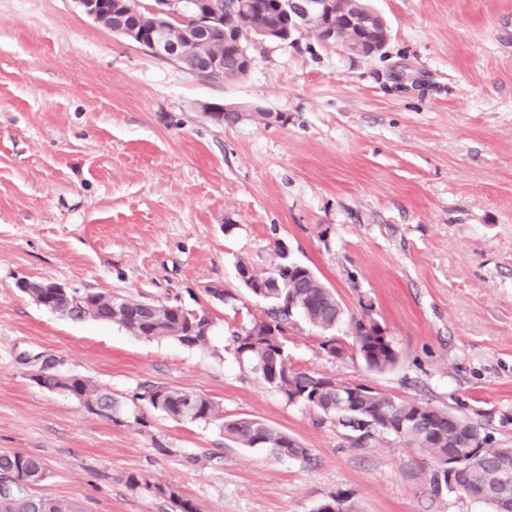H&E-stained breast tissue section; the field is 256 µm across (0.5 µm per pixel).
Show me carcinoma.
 I'll list each match as a JSON object with an SVG mask.
<instances>
[{"instance_id":"1","label":"carcinoma","mask_w":512,"mask_h":512,"mask_svg":"<svg viewBox=\"0 0 512 512\" xmlns=\"http://www.w3.org/2000/svg\"><path fill=\"white\" fill-rule=\"evenodd\" d=\"M218 7L224 14V26L210 32L207 48L221 54L224 69L212 75L214 79L239 80L249 72L243 49L251 39L258 38L261 28L283 23L284 7L290 5L296 12L304 11L307 0H251L252 15L246 17L239 11L242 0H181L186 10L195 6L205 7L206 2ZM332 14L323 16V24L335 32L333 42L343 48L359 43L362 55L378 51L387 39L388 28L379 21L370 32L352 23L354 12L365 6L363 0H335ZM239 280L251 296L267 306L266 316L242 324L232 332L230 340L239 357L252 365L262 380L283 397L288 392L300 396V403L317 413L336 420L351 433L353 444L362 446L382 434L396 435L398 424L417 415L419 420L401 437L422 449L433 461L431 482L434 490L441 488L438 466L448 457V411L430 406L415 399H398V406L386 407L379 400L380 392L366 388L367 398L356 400L357 406L346 411L336 402L333 378L311 371L294 368L285 350L288 324L297 315L323 333H332L344 319V309L336 297L313 271L298 262L277 255V261L262 274L240 261L236 266ZM255 280L261 288L249 287ZM71 300L60 302L71 309L72 319L82 320L89 315L95 321L112 322L126 331L146 339H172L187 347H200L209 336L198 330L202 322H211L204 308L188 309L180 305L168 309L155 303L129 295L116 294L125 303V310L116 313L108 305L109 294L98 291L74 289ZM354 342L368 368L383 370L396 362L397 355L388 337L374 336L361 319L354 321ZM37 384L58 388L90 410L102 414L118 408L112 394L79 376L39 374ZM150 406L175 421L197 424H216L224 439L241 448H268L277 456L310 458V449L291 447L294 437L277 430L266 422L245 416L226 417L224 407L214 399L169 387H156L147 391ZM473 439L479 462L470 466L464 475L468 487L489 497L495 505L503 499L512 500V479L500 471L502 449L496 448L481 436L477 426L467 425ZM46 478L42 461L33 455L0 451V512H80L71 502L39 494L35 487ZM127 488L137 493L164 496L178 508V512H201L179 490L170 485L152 483L140 473L124 476Z\"/></svg>"}]
</instances>
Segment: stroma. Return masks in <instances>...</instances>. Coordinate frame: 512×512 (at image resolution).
Listing matches in <instances>:
<instances>
[{
    "label": "stroma",
    "mask_w": 512,
    "mask_h": 512,
    "mask_svg": "<svg viewBox=\"0 0 512 512\" xmlns=\"http://www.w3.org/2000/svg\"><path fill=\"white\" fill-rule=\"evenodd\" d=\"M366 2L389 28L377 54L304 29L251 43L248 75L224 81L145 52L77 0H0V451L41 458L40 493L83 512H172L127 489L138 472L201 512H317L337 494L356 512H492L434 491L419 448L354 446L288 403L229 340L264 315L237 262L264 272L285 243L397 353L369 370L344 323L330 357L297 317L296 366L449 410L512 448V0ZM210 104L249 116L219 125ZM23 280L203 307L212 336L190 348L75 321ZM42 372L109 391L115 417L37 385ZM150 386L264 420L311 458L172 420L143 401Z\"/></svg>",
    "instance_id": "obj_1"
}]
</instances>
